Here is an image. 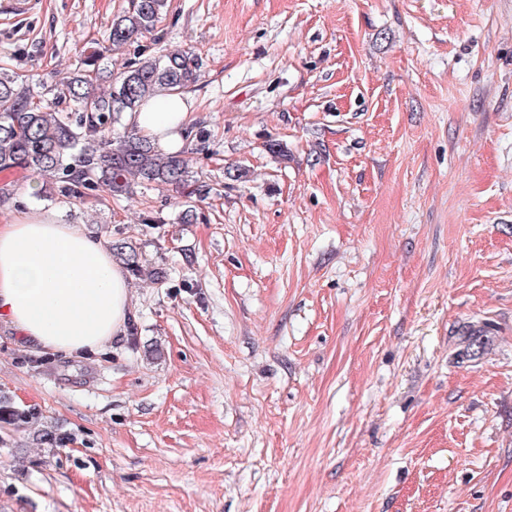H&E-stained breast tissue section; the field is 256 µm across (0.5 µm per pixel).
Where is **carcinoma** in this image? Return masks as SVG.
<instances>
[{
  "instance_id": "obj_1",
  "label": "carcinoma",
  "mask_w": 512,
  "mask_h": 512,
  "mask_svg": "<svg viewBox=\"0 0 512 512\" xmlns=\"http://www.w3.org/2000/svg\"><path fill=\"white\" fill-rule=\"evenodd\" d=\"M167 0H134L132 9L112 19L108 40L120 48L160 22ZM102 57L90 55L83 67L55 83L54 98L37 102L38 94L18 83V77L0 73V172L21 170L53 182L80 199L84 191L103 182L112 195L132 192L137 182L190 187L188 162L181 155L163 156L151 142L130 129L119 137L108 132L122 114L136 111L142 102L168 93L183 92L198 80L199 63L188 51L141 58L113 75L110 87L97 85ZM77 105V114L58 109L62 101ZM128 276L145 275L136 250L117 240L111 244ZM490 326L467 327L458 353L473 360L485 349ZM41 417L36 408H21L0 398V423L11 432H26Z\"/></svg>"
}]
</instances>
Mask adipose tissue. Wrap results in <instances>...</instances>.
<instances>
[{"mask_svg":"<svg viewBox=\"0 0 512 512\" xmlns=\"http://www.w3.org/2000/svg\"><path fill=\"white\" fill-rule=\"evenodd\" d=\"M129 122L163 152L179 151L191 102L173 93L142 103ZM125 276L103 240L55 213L0 224V324L26 343L66 357L122 336L130 317Z\"/></svg>","mask_w":512,"mask_h":512,"instance_id":"ef3b65f1","label":"adipose tissue"}]
</instances>
